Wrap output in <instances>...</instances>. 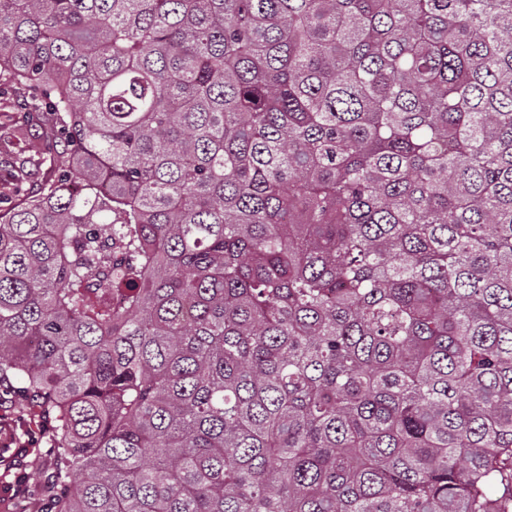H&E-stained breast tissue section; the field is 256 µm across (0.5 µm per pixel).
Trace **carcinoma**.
Returning a JSON list of instances; mask_svg holds the SVG:
<instances>
[{
	"instance_id": "carcinoma-1",
	"label": "carcinoma",
	"mask_w": 512,
	"mask_h": 512,
	"mask_svg": "<svg viewBox=\"0 0 512 512\" xmlns=\"http://www.w3.org/2000/svg\"><path fill=\"white\" fill-rule=\"evenodd\" d=\"M2 85L55 512H512V0H0ZM27 92L22 88L3 89L1 99H10L12 101L13 120L19 124L26 123L28 120L27 112ZM55 145L51 124L42 122L27 129L19 138L1 140L0 177L1 187L14 176L20 182L9 189L0 188V206L7 207L23 194L39 190L50 179L49 154L46 149Z\"/></svg>"
}]
</instances>
